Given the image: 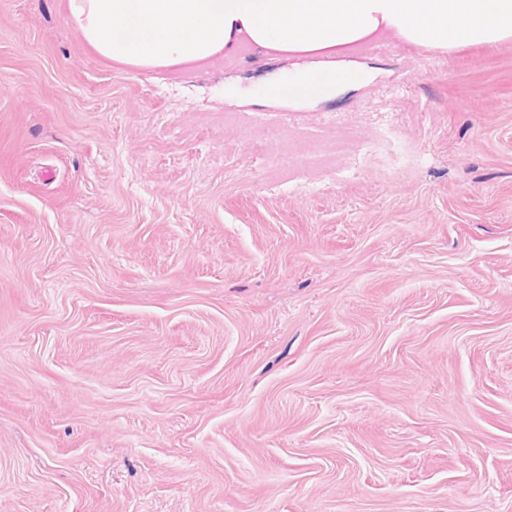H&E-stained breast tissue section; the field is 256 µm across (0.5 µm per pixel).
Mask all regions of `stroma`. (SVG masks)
I'll use <instances>...</instances> for the list:
<instances>
[{
	"mask_svg": "<svg viewBox=\"0 0 512 512\" xmlns=\"http://www.w3.org/2000/svg\"><path fill=\"white\" fill-rule=\"evenodd\" d=\"M67 14L0 0V512H512V41L294 101Z\"/></svg>",
	"mask_w": 512,
	"mask_h": 512,
	"instance_id": "obj_1",
	"label": "stroma"
}]
</instances>
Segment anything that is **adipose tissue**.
<instances>
[{"label":"adipose tissue","instance_id":"ef3b65f1","mask_svg":"<svg viewBox=\"0 0 512 512\" xmlns=\"http://www.w3.org/2000/svg\"><path fill=\"white\" fill-rule=\"evenodd\" d=\"M73 29L101 56L141 70L212 60L248 44L294 59L278 98L321 100L362 85L353 61L388 37L448 52L512 40V0H69Z\"/></svg>","mask_w":512,"mask_h":512}]
</instances>
